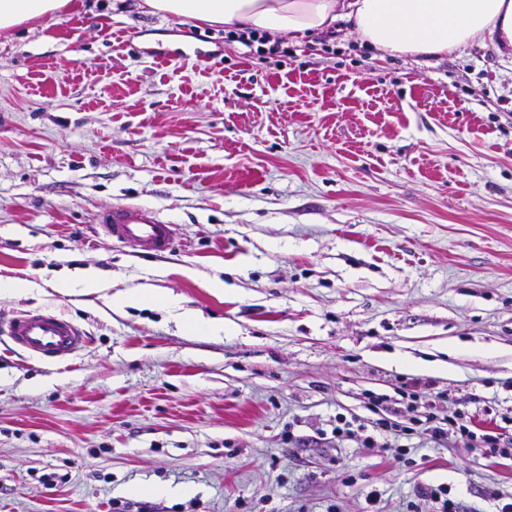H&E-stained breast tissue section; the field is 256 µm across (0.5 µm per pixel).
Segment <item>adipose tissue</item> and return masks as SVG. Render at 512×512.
<instances>
[{"label":"adipose tissue","mask_w":512,"mask_h":512,"mask_svg":"<svg viewBox=\"0 0 512 512\" xmlns=\"http://www.w3.org/2000/svg\"><path fill=\"white\" fill-rule=\"evenodd\" d=\"M68 0H0V31L54 13ZM157 13L187 17L240 31L313 35L356 34L388 56L443 57L474 42H490L512 56V0H145ZM181 327L224 333L223 321L185 308L173 294L159 296Z\"/></svg>","instance_id":"adipose-tissue-1"}]
</instances>
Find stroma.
<instances>
[{
  "label": "stroma",
  "instance_id": "stroma-1",
  "mask_svg": "<svg viewBox=\"0 0 512 512\" xmlns=\"http://www.w3.org/2000/svg\"><path fill=\"white\" fill-rule=\"evenodd\" d=\"M281 42L266 59L144 0L0 33V276L43 288L0 297V512H429L421 486L456 512L512 502V458L461 435L363 445L369 394L416 379L445 393L438 417L512 415V60ZM119 203L175 247L105 235ZM84 268L224 334L54 289ZM38 311L86 347L57 366L17 348L7 322ZM148 290V288H133L111 299V302L120 307H138L151 299L162 305L168 311L170 317L181 327L208 336H221L224 334V322L222 320L205 319L201 314L185 308L181 304V300L171 293L162 296H149Z\"/></svg>",
  "mask_w": 512,
  "mask_h": 512
}]
</instances>
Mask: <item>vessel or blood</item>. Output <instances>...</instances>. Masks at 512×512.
Here are the masks:
<instances>
[{"mask_svg":"<svg viewBox=\"0 0 512 512\" xmlns=\"http://www.w3.org/2000/svg\"><path fill=\"white\" fill-rule=\"evenodd\" d=\"M100 225L108 236L157 253L170 250L176 238L175 226L163 221L156 212L123 204L103 213ZM9 333L16 344L55 364L66 362L87 342L75 324L48 312L16 317Z\"/></svg>","mask_w":512,"mask_h":512,"instance_id":"b4317fda","label":"vessel or blood"}]
</instances>
